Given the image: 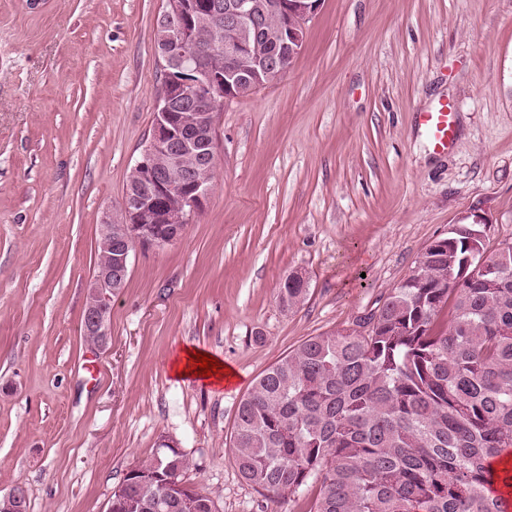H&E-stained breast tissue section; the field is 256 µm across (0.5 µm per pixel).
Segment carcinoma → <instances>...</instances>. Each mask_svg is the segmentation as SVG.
I'll use <instances>...</instances> for the list:
<instances>
[{
	"mask_svg": "<svg viewBox=\"0 0 512 512\" xmlns=\"http://www.w3.org/2000/svg\"><path fill=\"white\" fill-rule=\"evenodd\" d=\"M111 256L99 227L95 265ZM427 269L392 288L369 316L311 336L267 368L240 402L232 454L269 497L315 484L306 512H508L492 491L512 481V243L488 247L454 224ZM307 283L279 289L284 311ZM188 455L158 447L120 493L123 512H218L166 480Z\"/></svg>",
	"mask_w": 512,
	"mask_h": 512,
	"instance_id": "cac0c4a2",
	"label": "carcinoma"
}]
</instances>
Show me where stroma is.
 <instances>
[{
	"instance_id": "obj_1",
	"label": "stroma",
	"mask_w": 512,
	"mask_h": 512,
	"mask_svg": "<svg viewBox=\"0 0 512 512\" xmlns=\"http://www.w3.org/2000/svg\"><path fill=\"white\" fill-rule=\"evenodd\" d=\"M163 0H0V495L106 512L162 437L220 512H306L229 449L241 400L309 337L355 326L471 213L512 238V0H321L275 83L224 103L213 188L182 238L134 250L107 350L81 333L105 210H119L164 72ZM453 104L432 149L419 113ZM303 272L306 300L277 293ZM219 387L173 375L183 347ZM302 278L303 277L298 273L291 274L284 280L281 288H279L278 301L283 311H293L305 300L308 293L307 282H299L294 285L288 284V282L290 283L293 280ZM284 284H287L288 288H284Z\"/></svg>"
}]
</instances>
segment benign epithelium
I'll use <instances>...</instances> for the list:
<instances>
[{"mask_svg": "<svg viewBox=\"0 0 512 512\" xmlns=\"http://www.w3.org/2000/svg\"><path fill=\"white\" fill-rule=\"evenodd\" d=\"M321 0H165L157 19L154 51L165 80L156 97L150 138L131 168L119 216L108 212L114 249L90 285L83 335L91 349L110 340L112 296L126 286L135 248L161 249L179 240L191 217L205 207L216 163L215 117L248 86L276 81L304 45L306 24ZM278 24L271 50L256 54L267 22ZM182 171L178 179L172 171ZM26 489L0 496V512H22Z\"/></svg>", "mask_w": 512, "mask_h": 512, "instance_id": "1", "label": "benign epithelium"}]
</instances>
